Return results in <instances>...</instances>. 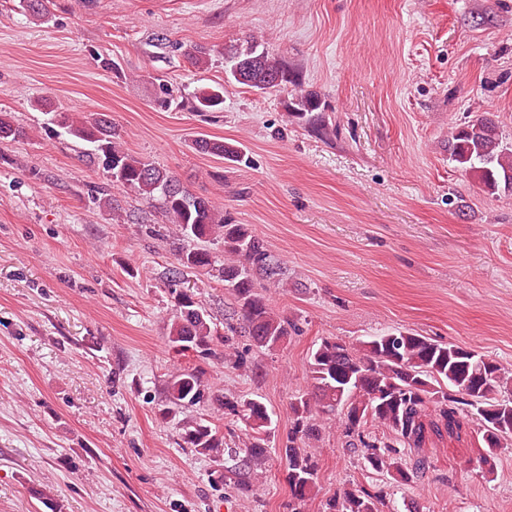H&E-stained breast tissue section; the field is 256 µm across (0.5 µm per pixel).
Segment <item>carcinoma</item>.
Segmentation results:
<instances>
[{"label": "carcinoma", "instance_id": "obj_1", "mask_svg": "<svg viewBox=\"0 0 512 512\" xmlns=\"http://www.w3.org/2000/svg\"><path fill=\"white\" fill-rule=\"evenodd\" d=\"M231 62L247 65L255 91H288L296 84L268 51L251 42L230 56ZM194 109L213 112L224 103V85L202 89L195 96ZM293 114L312 128L327 133L322 102L314 91L293 96ZM53 133L82 141L89 156L101 161L112 184L129 189L148 201L158 200L167 221L186 239L219 237L224 240V287L233 296L237 323H226L219 333L210 315L195 295L178 288L171 277L169 293L174 299L167 341L176 351H190L201 360L218 355L224 348V362L247 372L248 361L234 346L233 336L243 329L255 346L273 349L283 343L297 324L269 307L264 291L283 283L282 267L266 242L247 225L235 224L222 215L207 197L190 193L172 173L125 151L120 132L105 113L89 120H77L67 112L50 113ZM26 131L0 113V143L19 142ZM197 150L232 161L241 152L220 140H195ZM449 160L475 177L485 192L512 193V146L499 138L495 120L481 116L459 123L448 137ZM182 267L207 270L217 263L208 251L186 249L178 253ZM311 390L288 404V433L281 449L287 466L286 480L293 504L309 499L318 485L319 462L312 442L319 440L317 416L340 413V427L346 444L360 449L364 466L386 472L394 479L413 483L425 463L409 462V452L423 447L426 434L446 430L452 435L462 428L460 410L468 406L478 415L483 432L484 452L477 460L485 466L498 449L512 440V374L475 350L441 343L412 331L373 336L357 345L324 339L309 356ZM206 388L199 368L179 369L168 385V402L174 408L196 405L205 400ZM224 414L244 422L246 438L229 449L236 458L239 490L252 492L261 478L270 454L272 418L259 399L243 402L221 393L214 396ZM179 436L189 447L202 453L223 445L219 430L199 417L180 424ZM380 495L367 488H345L325 502L324 512H379Z\"/></svg>", "mask_w": 512, "mask_h": 512}]
</instances>
